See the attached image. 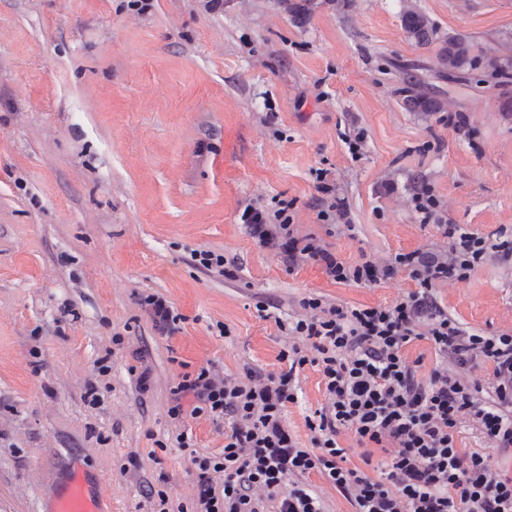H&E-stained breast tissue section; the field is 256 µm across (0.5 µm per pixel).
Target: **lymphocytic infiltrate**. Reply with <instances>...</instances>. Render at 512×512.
I'll return each instance as SVG.
<instances>
[{
  "label": "lymphocytic infiltrate",
  "mask_w": 512,
  "mask_h": 512,
  "mask_svg": "<svg viewBox=\"0 0 512 512\" xmlns=\"http://www.w3.org/2000/svg\"><path fill=\"white\" fill-rule=\"evenodd\" d=\"M412 203L421 223L435 225L449 240L444 252L415 249L380 264H350L313 237L295 236L288 216L248 208L252 238L296 268L319 265L336 283L376 285L406 271L416 291L389 305L343 306L311 297L288 333L310 343L281 351L277 373L247 369L244 378L201 367L171 388V418L183 415L225 420L219 455L199 461L194 512H325L307 479L318 473L350 503L353 512H512V333H487L449 316L433 294L437 283L464 281L487 259L512 260V234L482 235L451 224L426 187H415ZM430 341L438 364L420 376V360L409 359L414 341ZM320 366L326 403L308 427L311 447L299 446L284 421L295 402L297 371ZM490 364L489 385L449 373V364ZM472 422L492 443L488 453L469 452L458 428ZM352 433L362 460L388 458L385 479L348 466ZM222 485H215V476Z\"/></svg>",
  "instance_id": "obj_1"
}]
</instances>
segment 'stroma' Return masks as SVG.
I'll list each match as a JSON object with an SVG mask.
<instances>
[{"label":"stroma","mask_w":512,"mask_h":512,"mask_svg":"<svg viewBox=\"0 0 512 512\" xmlns=\"http://www.w3.org/2000/svg\"><path fill=\"white\" fill-rule=\"evenodd\" d=\"M413 3L438 30L425 48L402 0L301 14L287 0H0V512H52L77 472L112 512H156L162 496L193 512L197 462L222 450L224 424L169 418L179 374L279 371L295 342L280 325L302 299L389 305L416 288L404 271L365 286L289 268L248 235L246 206L287 203L299 238L352 264L447 249L413 209L423 182L450 222L512 232V81L451 77L438 58L456 34L512 58V0ZM407 67L463 129L409 109ZM324 182L347 226L321 219ZM195 250L224 254L235 278L197 268ZM435 293L459 322L512 332V261ZM150 295L171 301L173 334ZM324 404L304 365L284 412L301 446ZM183 431L193 447L177 446ZM145 305L149 306L150 314L153 318L155 326L164 331H170L174 329V325L177 321V316L173 315L171 306L162 297L148 296L144 300Z\"/></svg>","instance_id":"1"}]
</instances>
